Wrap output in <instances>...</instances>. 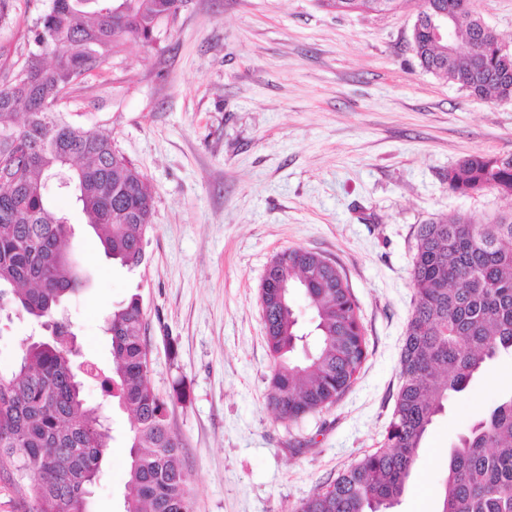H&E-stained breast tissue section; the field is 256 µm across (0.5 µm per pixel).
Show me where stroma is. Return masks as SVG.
Returning a JSON list of instances; mask_svg holds the SVG:
<instances>
[{
    "label": "stroma",
    "mask_w": 512,
    "mask_h": 512,
    "mask_svg": "<svg viewBox=\"0 0 512 512\" xmlns=\"http://www.w3.org/2000/svg\"><path fill=\"white\" fill-rule=\"evenodd\" d=\"M50 0H9L0 53L28 52L27 27ZM419 0L385 15L339 13L320 0H188L150 42L128 40L72 85L58 109L111 130L153 192L146 260L130 272L105 257L71 199L66 251L88 283L68 305L84 357V395L113 440L88 512H122L131 417L102 381L112 357L105 314L140 294L149 381L171 405L194 512H293L379 447L399 388L419 225L512 209L489 190L449 192L475 152L512 155V102L478 98L426 73L411 48ZM304 248L336 263L368 355L335 404L297 422L268 404L272 361L260 284L273 256ZM39 328L0 323V371ZM512 391V355L451 398L419 451L396 512H439L448 458L496 398Z\"/></svg>",
    "instance_id": "1"
}]
</instances>
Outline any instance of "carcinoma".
Segmentation results:
<instances>
[{"mask_svg":"<svg viewBox=\"0 0 512 512\" xmlns=\"http://www.w3.org/2000/svg\"><path fill=\"white\" fill-rule=\"evenodd\" d=\"M51 0L27 29L37 51L0 61V311L9 307L48 326L51 336L24 346L0 371V472L39 512H86L112 439L99 408L82 395L74 335L61 314L85 287L67 256L74 233L53 212L45 189L65 171L69 190L106 256L128 271L144 262L153 197L144 175L114 146L112 133L85 128L48 106L71 80L98 69L127 38L149 42L182 0ZM339 12L386 14L400 0H326ZM412 50L421 68L468 91L512 101V47L470 10L468 0H421ZM451 13L458 53L432 37L436 12ZM448 191L512 197V156L474 153L448 169ZM411 279L414 307L400 353V385L380 448L365 454L295 512H392L418 451L448 400L512 352V211L489 221L471 216L418 226ZM309 301L310 326L292 291ZM265 339L273 366L268 403L297 422L333 405L366 357L356 302L334 263L302 248L273 256L261 283ZM103 332L112 374L106 391L132 416L123 512H193L182 441L169 405L149 382L150 359L140 295L112 309ZM440 512H512V393L502 395L459 438L448 460Z\"/></svg>","mask_w":512,"mask_h":512,"instance_id":"obj_1","label":"carcinoma"}]
</instances>
